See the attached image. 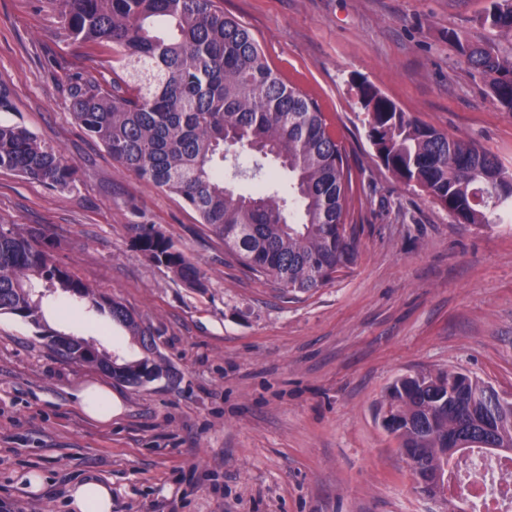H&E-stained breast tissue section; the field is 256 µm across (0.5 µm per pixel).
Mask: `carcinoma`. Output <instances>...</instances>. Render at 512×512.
I'll use <instances>...</instances> for the list:
<instances>
[{"instance_id":"carcinoma-1","label":"carcinoma","mask_w":512,"mask_h":512,"mask_svg":"<svg viewBox=\"0 0 512 512\" xmlns=\"http://www.w3.org/2000/svg\"><path fill=\"white\" fill-rule=\"evenodd\" d=\"M59 32L73 41L112 47L122 71L111 85L80 72L64 93L71 115L112 160L147 184L173 193L224 241V252L257 278L307 292L350 268L356 246L345 215L352 192L342 147L317 103L288 85L266 60L250 31L213 0H49ZM162 18L174 36L153 34ZM489 32L512 38V0H489L481 16ZM448 43L474 79L512 112V53L502 54L462 30ZM367 136L399 180L419 187L458 224H495L512 216V170L482 146L448 136L402 111L374 86L357 85ZM274 160L288 172L289 198L260 185L240 193L224 178V146ZM0 170L52 189L74 185L78 168L27 128L0 122ZM132 241L151 262L188 288L207 280L198 263L154 224L131 225ZM45 227L0 224V313L41 326L33 282L108 308L147 352L119 363L71 339L47 346L80 364L137 386L159 376L153 333L119 302L99 295L54 260ZM399 447L418 459L427 478L445 473L450 449L485 448L512 455V400L488 383L453 369L405 375L381 405Z\"/></svg>"}]
</instances>
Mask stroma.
<instances>
[{
	"label": "stroma",
	"mask_w": 512,
	"mask_h": 512,
	"mask_svg": "<svg viewBox=\"0 0 512 512\" xmlns=\"http://www.w3.org/2000/svg\"><path fill=\"white\" fill-rule=\"evenodd\" d=\"M252 33L282 78L315 100L351 167L354 265L307 293L245 273L172 193L112 161L71 117L70 69L115 78L112 50L64 39L48 0H0V82L25 126L78 169L60 191L0 172V223L43 225L71 275L150 326L168 370L130 386L66 362L38 327L0 314V512H69L82 477L112 485V512H448L420 491L380 423L402 375L453 368L512 399V221L458 224L396 179L366 134L357 84L476 143L512 168V112L501 111L448 43L476 37L487 0H214ZM224 174L250 193L288 176L246 150ZM153 224L206 274L185 287L133 244ZM44 325L132 361L128 330L61 290L35 288ZM110 386L120 415L81 412L80 385ZM45 476L39 493L20 481Z\"/></svg>",
	"instance_id": "stroma-1"
}]
</instances>
